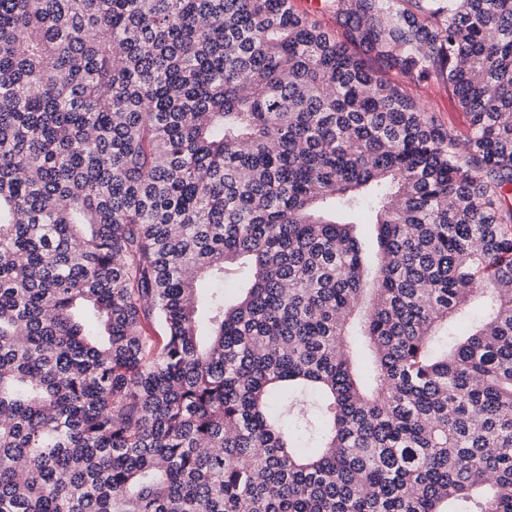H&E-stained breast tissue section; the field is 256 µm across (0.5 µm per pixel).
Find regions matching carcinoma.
<instances>
[{"label": "carcinoma", "instance_id": "cac0c4a2", "mask_svg": "<svg viewBox=\"0 0 512 512\" xmlns=\"http://www.w3.org/2000/svg\"><path fill=\"white\" fill-rule=\"evenodd\" d=\"M324 4L0 0V512H512V0ZM412 95L425 112L433 115L441 123L460 132L468 126V116L462 112L457 100L440 82L428 81L408 86Z\"/></svg>", "mask_w": 512, "mask_h": 512}]
</instances>
